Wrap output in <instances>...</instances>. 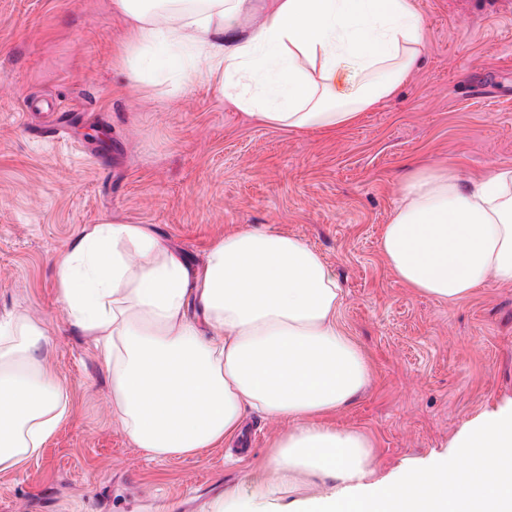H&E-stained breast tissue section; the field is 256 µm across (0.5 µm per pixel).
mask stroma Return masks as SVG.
Here are the masks:
<instances>
[{
    "label": "stroma",
    "instance_id": "35a3bbf8",
    "mask_svg": "<svg viewBox=\"0 0 512 512\" xmlns=\"http://www.w3.org/2000/svg\"><path fill=\"white\" fill-rule=\"evenodd\" d=\"M424 51L385 105L335 132L265 127L206 78L132 88L109 0H0V319L39 322L70 413L40 456L0 472V512H209L246 491L291 420L247 415L253 446L158 461L112 418L92 337L58 298L55 255L84 226L146 224L201 269L243 227L303 239L343 287L338 323L364 354L365 393L334 414L383 471L442 451L473 413L512 395V287L459 302L404 287L379 240L412 173L467 183L512 167V14L492 0H416ZM61 142L35 138L54 112Z\"/></svg>",
    "mask_w": 512,
    "mask_h": 512
}]
</instances>
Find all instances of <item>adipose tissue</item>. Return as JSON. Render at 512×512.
<instances>
[{"mask_svg":"<svg viewBox=\"0 0 512 512\" xmlns=\"http://www.w3.org/2000/svg\"><path fill=\"white\" fill-rule=\"evenodd\" d=\"M134 85L202 76L264 126L336 130L391 99L423 51L415 0H111ZM379 248L405 286L456 302L512 286V167L462 184L411 174ZM70 323L93 337L112 417L157 460L200 457L247 413L291 420L247 495L214 512H512V398L462 425L446 455L382 475L364 433L327 423L370 382L337 322L334 268L301 238L244 228L202 270L144 224L86 226L55 258ZM27 315L0 319V472L38 457L70 397Z\"/></svg>","mask_w":512,"mask_h":512,"instance_id":"ef3b65f1","label":"adipose tissue"}]
</instances>
